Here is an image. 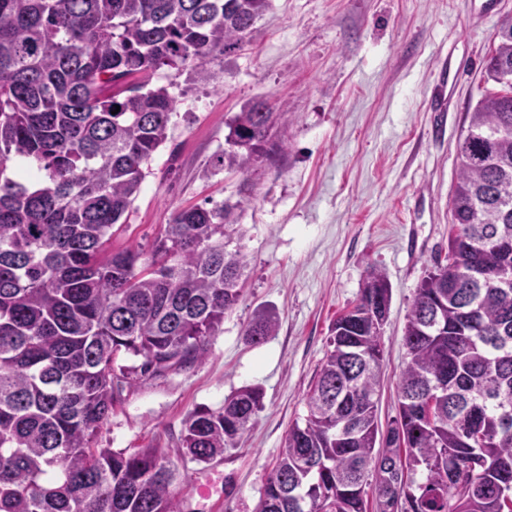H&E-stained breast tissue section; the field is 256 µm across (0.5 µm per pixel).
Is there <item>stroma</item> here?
I'll return each instance as SVG.
<instances>
[{"label": "stroma", "instance_id": "1", "mask_svg": "<svg viewBox=\"0 0 512 512\" xmlns=\"http://www.w3.org/2000/svg\"><path fill=\"white\" fill-rule=\"evenodd\" d=\"M507 18L512 0H272L236 51L156 71L153 84L176 99L168 139L109 247L150 254L176 209L238 199L247 183L234 213L247 268L201 362L115 388L99 447L176 456L190 412L261 387L263 408L237 448L190 464L181 496L182 512H254L289 426L306 413L330 327L373 269L391 284L378 406L388 424L407 315L452 231L463 115L480 97L492 33ZM447 92L452 110L435 111ZM256 100L283 113L272 135L284 151L247 174L224 169L228 124ZM262 308L279 325L253 344L244 331Z\"/></svg>", "mask_w": 512, "mask_h": 512}]
</instances>
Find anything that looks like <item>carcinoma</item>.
<instances>
[{
  "label": "carcinoma",
  "mask_w": 512,
  "mask_h": 512,
  "mask_svg": "<svg viewBox=\"0 0 512 512\" xmlns=\"http://www.w3.org/2000/svg\"><path fill=\"white\" fill-rule=\"evenodd\" d=\"M271 0H0V512H180L187 473L157 448L95 447L114 387L205 358L237 304L244 268L228 246L243 200L178 210L150 258L106 247L168 139L176 101L151 85L232 51ZM465 112L447 253L404 327L397 416L377 421L384 273L334 323L316 382L263 486L257 512H376L400 474L396 512H512V21L492 34ZM118 113H113V110ZM281 116L249 102L220 163L249 172L281 151ZM33 159L38 178L10 162ZM278 318L245 331L262 343ZM121 357L139 365L115 367ZM246 386L184 422L182 464L234 449L261 409Z\"/></svg>",
  "instance_id": "obj_1"
}]
</instances>
